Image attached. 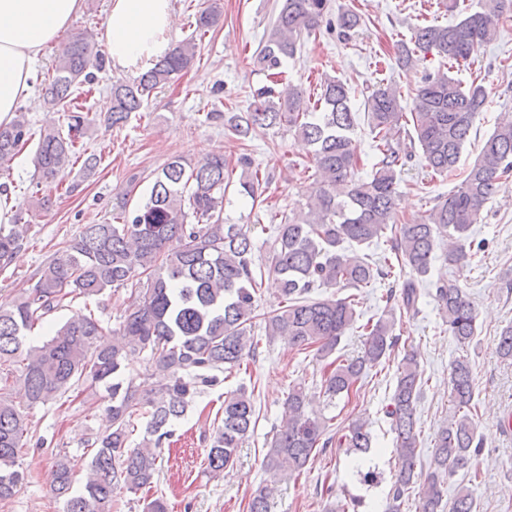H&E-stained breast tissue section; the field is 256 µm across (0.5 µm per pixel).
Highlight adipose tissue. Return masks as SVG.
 Wrapping results in <instances>:
<instances>
[{"instance_id": "1", "label": "adipose tissue", "mask_w": 512, "mask_h": 512, "mask_svg": "<svg viewBox=\"0 0 512 512\" xmlns=\"http://www.w3.org/2000/svg\"><path fill=\"white\" fill-rule=\"evenodd\" d=\"M84 0H0V124L33 93L43 51L81 13ZM172 0H110L100 39L113 68L138 70L169 50Z\"/></svg>"}]
</instances>
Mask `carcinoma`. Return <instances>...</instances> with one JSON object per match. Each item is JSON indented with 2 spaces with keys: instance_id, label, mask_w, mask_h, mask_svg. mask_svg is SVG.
<instances>
[{
  "instance_id": "1",
  "label": "carcinoma",
  "mask_w": 512,
  "mask_h": 512,
  "mask_svg": "<svg viewBox=\"0 0 512 512\" xmlns=\"http://www.w3.org/2000/svg\"><path fill=\"white\" fill-rule=\"evenodd\" d=\"M329 2L281 0L275 22L251 56L254 70L270 78L281 74L284 63L301 51L304 39L320 30ZM511 10L507 0H482L460 20L420 25L413 29L410 42L398 44V61L405 69L416 67L429 54L448 61V67L423 77L408 113L392 82L380 83L366 96L364 117L374 135L377 161L365 177L358 175V112L351 103L352 88L339 78H324L311 106L300 86L284 95L264 85L254 90L245 112L227 118L240 138L278 127L309 146L314 185L306 210L275 225L270 286L282 298L279 308L256 314L254 245L248 225L224 223L229 182L222 154L193 164L180 157L170 159L157 172L144 203L131 211L122 204L112 224L85 225L40 267L27 288L1 302L0 504L10 502L27 480L19 463L31 430L24 409L61 399L81 382L91 391H107L112 400L110 429L89 444L92 454L79 496H69L81 470L79 460L66 451L56 454L52 491L65 498L64 512H113L122 492L152 488L160 448L172 436L173 422L203 388L218 385L219 375L254 356L253 320L258 316L267 341L282 337L291 349H311L316 357L331 359L333 369L321 380L323 396L330 401L359 394L366 370L388 359L397 346V310L414 317L425 296L437 303L452 340L460 347L470 344L476 335L474 304L452 280L430 279L434 251L447 239L452 243L448 262L472 256L466 241L474 215L512 176V118L496 126L453 190L434 197L421 220L403 223L397 214V185L411 153L403 147L401 133L407 134L410 147L419 150L434 175H453L470 130L488 104V92L483 84L473 81L465 86L450 73L475 60L482 46L500 36ZM218 21L211 8L197 12L194 35L137 76L113 82L107 122L127 123L153 92L191 69L200 56L198 37ZM360 21L356 11L339 10L341 38L348 39ZM94 68H102L94 34L75 33L56 56L53 75L42 87L45 107L68 109L67 130L47 127L35 133L28 113H15L10 123L0 125L1 173L10 170L15 156L35 135L40 181L53 183L72 168L78 159L76 142L92 118L70 106L81 95L82 85L94 83ZM239 165L237 193L254 203L262 195L259 176L249 157H241ZM25 233L18 219L9 229L0 226V270L22 249ZM382 240L389 253L375 259L362 252V247ZM396 265L408 271V277L400 291L390 288L380 296L389 308L362 326L363 351L352 358L337 354L342 338L357 323L360 299L355 294L324 299L311 294L321 288H367L388 278ZM108 289L125 290L118 327L108 330L92 314L62 325H43L65 300L96 297ZM37 327L48 339L30 345L28 338ZM136 351L146 354L149 376L155 378L150 388L126 375L125 361ZM495 352L502 361H512V327L501 332ZM422 386L417 355L407 352L385 410L398 471L383 512H402L413 492ZM253 396L244 386L224 396L221 423L208 439L210 472L233 465L238 448L254 431L258 416ZM450 403L448 419L434 435L433 470L417 493L416 512H443L448 479L470 467L483 446L475 380L464 356L452 363ZM285 406V423L264 457L266 471L279 481L304 474L335 439L331 419L314 407L302 384L289 390ZM142 418L143 439L131 448L129 435ZM342 439L354 455L372 449L362 417L351 420ZM269 496L268 487H258L248 512H268ZM451 512H474L467 487L458 489Z\"/></svg>"
}]
</instances>
